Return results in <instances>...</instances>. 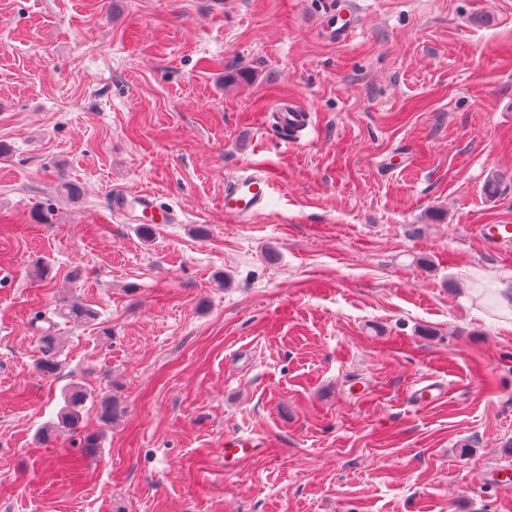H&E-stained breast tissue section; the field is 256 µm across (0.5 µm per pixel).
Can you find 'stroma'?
<instances>
[{"label": "stroma", "mask_w": 512, "mask_h": 512, "mask_svg": "<svg viewBox=\"0 0 512 512\" xmlns=\"http://www.w3.org/2000/svg\"><path fill=\"white\" fill-rule=\"evenodd\" d=\"M258 169L271 205L227 220ZM119 190L177 223L143 239ZM484 224H512V0H0V512H512ZM73 381L92 459L37 439ZM279 113L280 125L283 128L293 130L294 133L302 131L309 120L307 111L294 105L280 110ZM272 185V178L262 171L230 176L224 184V216L236 223H247L262 214ZM41 343L44 346V358H41L38 362V370L47 377L55 376L59 370L60 366L58 362L52 356V352L56 346V338L55 336H51L50 333H46L44 336L40 337Z\"/></svg>", "instance_id": "1"}]
</instances>
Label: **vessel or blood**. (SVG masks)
I'll return each instance as SVG.
<instances>
[{
	"instance_id": "b4317fda",
	"label": "vessel or blood",
	"mask_w": 512,
	"mask_h": 512,
	"mask_svg": "<svg viewBox=\"0 0 512 512\" xmlns=\"http://www.w3.org/2000/svg\"><path fill=\"white\" fill-rule=\"evenodd\" d=\"M271 177L258 171L230 176L224 184V215L233 222L246 223L262 214L268 205ZM115 210L131 213L137 224H172L173 210L160 207L154 195L147 192L114 195Z\"/></svg>"
}]
</instances>
